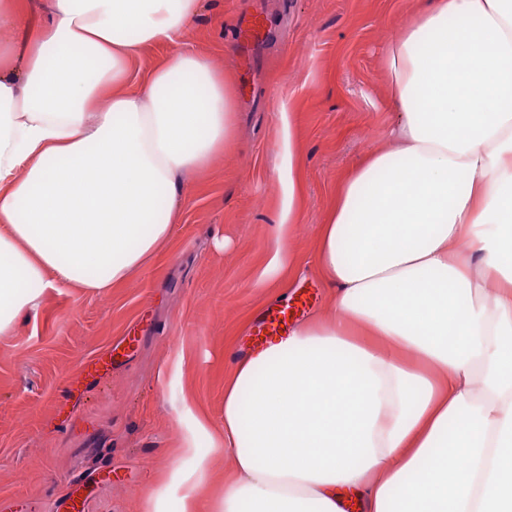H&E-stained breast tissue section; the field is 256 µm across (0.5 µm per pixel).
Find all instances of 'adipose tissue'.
I'll use <instances>...</instances> for the list:
<instances>
[{"label": "adipose tissue", "instance_id": "obj_1", "mask_svg": "<svg viewBox=\"0 0 512 512\" xmlns=\"http://www.w3.org/2000/svg\"><path fill=\"white\" fill-rule=\"evenodd\" d=\"M202 0H0V336L60 288L108 294L173 236L190 175L235 135L229 76L188 46ZM170 53L141 82L130 63ZM384 62L390 149L336 185L314 266L329 314L235 360L224 430L181 418L152 512H512V0H422ZM277 242L293 272L295 128L279 115ZM209 479L202 495V511H208L209 501L224 491V478L232 474V459L229 455H212L206 459Z\"/></svg>", "mask_w": 512, "mask_h": 512}]
</instances>
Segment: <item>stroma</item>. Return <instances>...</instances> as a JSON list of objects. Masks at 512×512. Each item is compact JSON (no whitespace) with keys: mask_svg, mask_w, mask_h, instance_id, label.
I'll list each match as a JSON object with an SVG mask.
<instances>
[{"mask_svg":"<svg viewBox=\"0 0 512 512\" xmlns=\"http://www.w3.org/2000/svg\"><path fill=\"white\" fill-rule=\"evenodd\" d=\"M419 5L204 0L185 40L232 77L242 16L262 12L275 24L255 50L254 94L235 88L237 141L190 176L174 238L155 262L105 296L48 292L15 335L0 336V512H62L73 488L86 512H147V494L178 457L179 415L190 407L222 427L224 376L258 343L265 315L285 300L301 306L292 326L328 312L332 292L312 264L319 228L337 181L389 145L398 114L383 52ZM284 110L295 118L304 184L285 247L303 269L263 286ZM106 350L111 370L83 378Z\"/></svg>","mask_w":512,"mask_h":512,"instance_id":"obj_1","label":"stroma"}]
</instances>
